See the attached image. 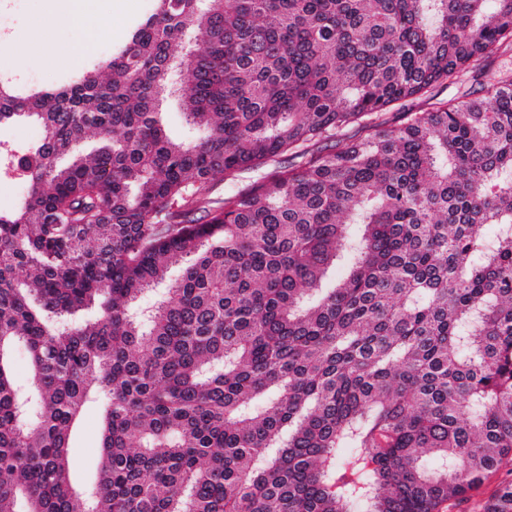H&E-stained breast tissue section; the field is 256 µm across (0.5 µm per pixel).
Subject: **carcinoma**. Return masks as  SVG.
I'll return each mask as SVG.
<instances>
[{
	"label": "carcinoma",
	"mask_w": 512,
	"mask_h": 512,
	"mask_svg": "<svg viewBox=\"0 0 512 512\" xmlns=\"http://www.w3.org/2000/svg\"><path fill=\"white\" fill-rule=\"evenodd\" d=\"M504 43L512 0H154L74 82L0 86V125L42 129L0 148L28 188L0 210V512H440L479 489L512 457V75L385 115ZM173 88L195 141L161 122ZM482 512H512V479ZM101 407L100 401H91L72 432V479L78 489L84 488L97 478Z\"/></svg>",
	"instance_id": "carcinoma-1"
}]
</instances>
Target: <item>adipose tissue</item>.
I'll return each mask as SVG.
<instances>
[{
	"label": "adipose tissue",
	"mask_w": 512,
	"mask_h": 512,
	"mask_svg": "<svg viewBox=\"0 0 512 512\" xmlns=\"http://www.w3.org/2000/svg\"><path fill=\"white\" fill-rule=\"evenodd\" d=\"M39 3V15L29 36L12 43L17 54H28L35 46L45 58H53L57 51L53 33L60 25L76 34L91 26L104 33L112 30V0H39Z\"/></svg>",
	"instance_id": "1"
}]
</instances>
